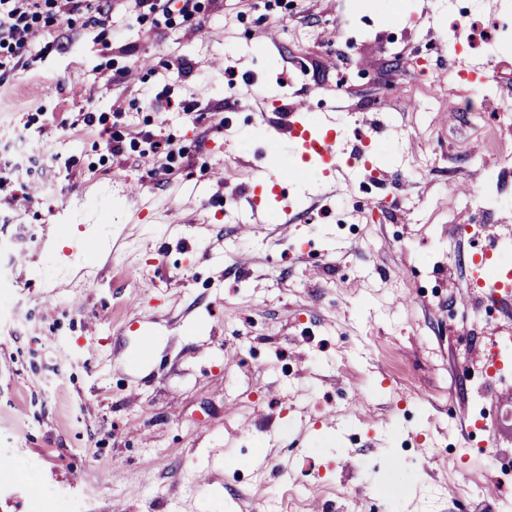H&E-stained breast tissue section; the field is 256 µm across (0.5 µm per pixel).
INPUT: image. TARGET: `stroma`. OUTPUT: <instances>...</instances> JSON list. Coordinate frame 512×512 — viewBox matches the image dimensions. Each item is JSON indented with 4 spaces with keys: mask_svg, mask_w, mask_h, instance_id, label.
Instances as JSON below:
<instances>
[{
    "mask_svg": "<svg viewBox=\"0 0 512 512\" xmlns=\"http://www.w3.org/2000/svg\"><path fill=\"white\" fill-rule=\"evenodd\" d=\"M364 15L407 25L404 44L345 49ZM454 22L432 0L403 14L392 0L43 9L30 50L0 66V243L26 256L0 277V512H286L303 481L299 512H512V479L468 430L474 413L496 418L498 378L470 373L512 319L486 318L459 261L487 244L464 231L477 161L512 128L464 111L478 87L452 58L412 64ZM296 99L335 112L344 144L374 131L376 223L348 168L325 182L309 167L283 188L288 213L263 194L277 174L263 129ZM119 177L145 196L124 198ZM251 198L246 232L224 204L241 215ZM85 224L120 245L92 287L54 292L52 252L68 248L79 275ZM103 310L100 350L81 348Z\"/></svg>",
    "mask_w": 512,
    "mask_h": 512,
    "instance_id": "stroma-1",
    "label": "stroma"
}]
</instances>
